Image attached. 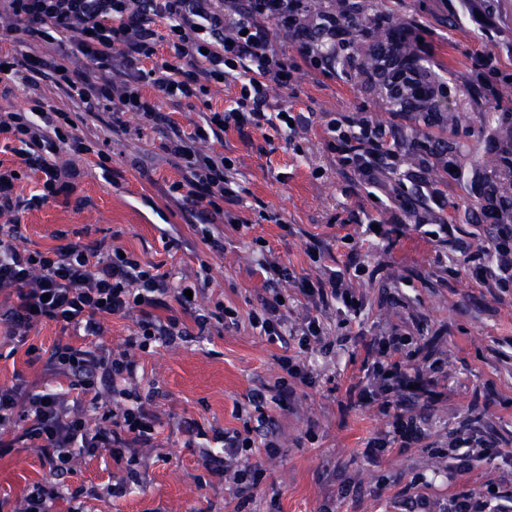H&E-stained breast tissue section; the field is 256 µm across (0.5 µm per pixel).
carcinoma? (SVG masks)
<instances>
[{"mask_svg": "<svg viewBox=\"0 0 512 512\" xmlns=\"http://www.w3.org/2000/svg\"><path fill=\"white\" fill-rule=\"evenodd\" d=\"M336 19L349 30L348 44L333 48L318 36L313 46L335 61L342 73L365 85L378 86L388 111L405 114L409 127L390 125L386 129L400 161L409 165L428 161L434 165L448 160V164L467 173L481 193L494 190L502 219L512 218V141L497 139L498 127L508 121L505 113L496 108L488 111L484 126L489 144L486 158L478 146L457 140L449 125H437L431 119L432 112H446L448 120H453L455 108L450 87H445L444 94L427 106L401 90L399 79L403 73L424 70L426 66L406 51L382 54L381 49L398 40L400 23L393 14L379 7L375 0H336Z\"/></svg>", "mask_w": 512, "mask_h": 512, "instance_id": "cac0c4a2", "label": "carcinoma"}]
</instances>
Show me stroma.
I'll list each match as a JSON object with an SVG mask.
<instances>
[{"label": "stroma", "instance_id": "stroma-1", "mask_svg": "<svg viewBox=\"0 0 512 512\" xmlns=\"http://www.w3.org/2000/svg\"><path fill=\"white\" fill-rule=\"evenodd\" d=\"M383 6L403 29L421 28L427 64L442 80L467 87L479 53L492 56L500 72L512 73V0H499L497 11L483 16L463 8L461 0H383ZM452 14L458 22L451 28L446 20ZM270 94L309 122L292 134L232 129L210 141V149L236 158L243 188L235 208L245 223L225 227L222 254L210 253L200 228L170 198L181 173L160 149L158 134L130 115L126 133L104 145L112 158L111 180L103 179L91 156H62L84 205L50 202L19 216L21 246L50 247L54 232L64 230L79 232L86 243L114 238L176 277L206 278L200 303L221 301L243 316L268 293L255 239H263L295 275L313 279L324 267L341 269L363 307L355 316L334 306L324 311L333 345L306 356L319 372L316 386L297 387L287 407H272L281 452L273 458L254 454L265 471L259 488L250 501L239 502L224 474L223 448L215 443L202 452L183 425L195 421L210 434L243 429L253 391L281 377L278 358L285 346L246 323L236 331L218 325L172 345L131 350L137 386L154 391L150 409L158 420L153 446L137 451L139 482H129L116 497L112 486L126 479V465L109 455L76 456L68 473L57 475L36 449L13 448L0 456V512H13L37 484L58 491L51 512H410V484L430 500L433 512H442L462 488L512 495V288L471 273V254L488 243L487 225H453L463 250L438 248L418 229L414 214L373 200L370 187L337 164L326 147V124L334 114L384 126L404 123L402 114L381 107L378 90L326 77L303 63L291 89L274 87ZM419 180L436 184L459 204L482 207L474 186L449 176L445 167L422 171ZM264 207L277 211L281 223L261 218ZM398 221L408 229L396 244L365 234L367 225ZM346 235L351 244L343 243ZM315 241L324 252L319 265L306 253ZM353 249L373 277L354 275ZM203 260L209 272L201 271ZM392 328L410 333L421 353L438 352L441 397L423 424L425 447L394 449L375 465L365 446L385 434L389 421L374 409L352 406L349 388L365 376V344ZM18 373L30 383L58 385L43 377L41 362L27 363L24 352L0 345V386L12 384ZM467 419L494 435L500 452L473 460L452 480L439 449Z\"/></svg>", "mask_w": 512, "mask_h": 512}]
</instances>
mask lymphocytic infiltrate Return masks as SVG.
<instances>
[{"instance_id": "obj_1", "label": "lymphocytic infiltrate", "mask_w": 512, "mask_h": 512, "mask_svg": "<svg viewBox=\"0 0 512 512\" xmlns=\"http://www.w3.org/2000/svg\"><path fill=\"white\" fill-rule=\"evenodd\" d=\"M306 0H0V80L21 81L31 90V111H0V140L20 142L13 165L0 162V216H18L51 201L69 202L78 192L73 174L61 167V152L93 154L103 173H110V158L84 132L88 117L99 111L112 114V131L125 132L123 117L135 113L143 125L161 132L162 149L182 172L171 185L185 212L197 223L242 224L232 205L240 199L236 160L223 153L199 150L201 142L223 136L229 129H288L302 125L303 113L273 104L270 87L290 88L299 62L335 74L312 51L310 35L320 30L333 42H345L336 28V16L305 13ZM287 31L293 53L277 50V31ZM47 41L58 42L57 54L42 52ZM239 85L234 105L227 110L201 113L192 130L180 128L166 107L205 101L213 87ZM354 121L337 114L327 123V147L340 167L360 180L386 190L387 161L393 151L373 120H364L360 136L349 133ZM36 175L37 190L24 194L22 177ZM496 221L495 237L487 247L496 257L497 285L512 284V225L501 223L490 205L482 209ZM19 225H0V325L16 345L35 353L28 338L39 326L56 323L83 329L85 345L56 344L45 365L47 374L65 379L66 391L39 392L24 382L0 386V432L14 442L38 449L50 471L67 473L75 455L92 456L105 450L115 459L129 458L134 448L153 443L156 417L149 399L137 388L138 367L127 354L107 356L93 345L105 321L134 318L130 345L148 349L189 336L191 329L208 330L212 324L238 329L242 321L269 342L290 339L292 353L280 356L286 372L273 395L255 393L251 425L227 431L224 465L233 471L235 493L251 498L263 475L259 465H240L255 447L266 456L279 453L275 438L256 444L255 433L270 427L268 403L283 405L295 395L296 385L314 386L317 373L304 359L322 343L323 311L339 303L343 311L358 313L363 301L345 284L341 271L326 268L322 277H292L287 266L271 253L259 267L272 282L269 296L248 317L236 308L216 302L200 307L197 281L172 283L159 265L144 263L134 254H122L119 245L67 242L46 250L19 246ZM292 281L295 300L304 309L301 319L289 317L278 282ZM413 339L399 330L384 332L366 345V376L350 393L361 407L376 408L388 418L387 436L370 440L366 455L376 459L394 447L420 444L424 433L409 414V401L432 407L442 371L440 360L412 367ZM77 401H70V392ZM102 423L91 426L89 414ZM455 472H465L473 456L497 453L494 437L478 429L456 437Z\"/></svg>"}]
</instances>
